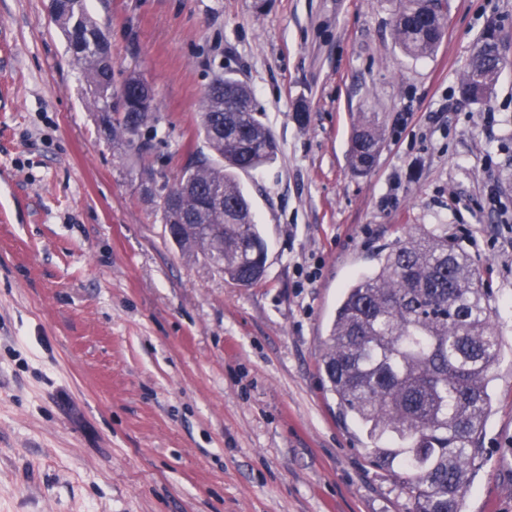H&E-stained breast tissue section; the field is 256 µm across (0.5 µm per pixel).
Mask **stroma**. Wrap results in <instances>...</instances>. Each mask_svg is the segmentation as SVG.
<instances>
[{"label": "stroma", "mask_w": 512, "mask_h": 512, "mask_svg": "<svg viewBox=\"0 0 512 512\" xmlns=\"http://www.w3.org/2000/svg\"><path fill=\"white\" fill-rule=\"evenodd\" d=\"M49 6L0 0V512H407L320 365L344 289L425 232L476 264L502 340L463 512H512V0H448L419 59L396 0H85L115 83L155 91L141 165ZM491 26L507 63L464 101ZM228 72L279 145L238 175L267 242L249 287L184 254L161 210ZM361 112L388 119L364 176Z\"/></svg>", "instance_id": "stroma-1"}]
</instances>
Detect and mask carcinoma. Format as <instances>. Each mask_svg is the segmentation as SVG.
<instances>
[{
  "label": "carcinoma",
  "mask_w": 512,
  "mask_h": 512,
  "mask_svg": "<svg viewBox=\"0 0 512 512\" xmlns=\"http://www.w3.org/2000/svg\"><path fill=\"white\" fill-rule=\"evenodd\" d=\"M54 21L92 88L90 105L110 112L115 90L123 91L109 134L145 159L146 144L134 143L154 128L157 105L136 94L144 81L131 74L114 87L112 67L93 41L101 26L87 15L84 0H65ZM444 25L442 0H398L393 35L408 55H432ZM496 53L494 35H484L461 85L492 90ZM386 129L380 113H358L350 144L355 173L373 169ZM199 136L203 148L178 179L189 188L174 203H162L164 223L192 225L178 242L182 252L207 257L214 250L213 263L224 277L253 285L263 277L266 241L237 172L273 162L277 142L258 119L247 85L222 74L212 78L200 102ZM500 358L481 273L446 237L424 234L398 244L378 272L346 288L321 369L343 413L364 427L373 462L401 479L408 512H461L470 471L486 461L489 384Z\"/></svg>",
  "instance_id": "cac0c4a2"
}]
</instances>
